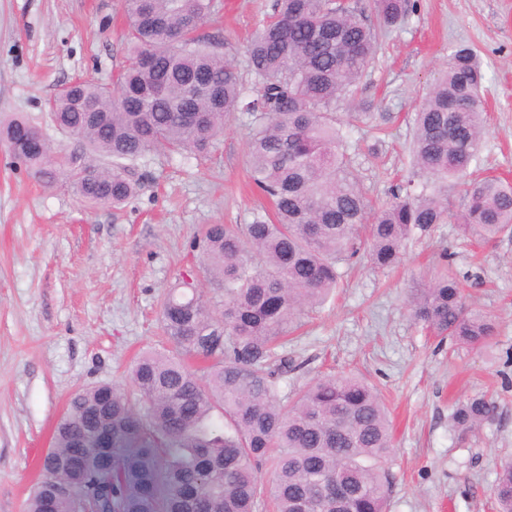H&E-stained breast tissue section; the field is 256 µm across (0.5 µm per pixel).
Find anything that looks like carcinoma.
Returning <instances> with one entry per match:
<instances>
[{"instance_id":"cac0c4a2","label":"carcinoma","mask_w":512,"mask_h":512,"mask_svg":"<svg viewBox=\"0 0 512 512\" xmlns=\"http://www.w3.org/2000/svg\"><path fill=\"white\" fill-rule=\"evenodd\" d=\"M376 21L360 0H276L246 48L255 89L237 53L199 34L214 0H124L130 66L112 84L69 83L48 100L77 148L55 152L21 117L0 122V142L37 180L64 177L90 208H121L143 184L129 170L147 155L207 157L234 112L249 117L250 178L270 208L248 224H209L192 250L202 255L207 296L186 279L172 288L160 320L167 347L130 370L138 403L121 387L72 395L28 512H336L325 496L347 491L342 512H387L392 437L388 410L363 378H319L280 397L288 362L275 349L297 315L323 304L340 264L364 250L378 267L396 265L407 242L448 218V183L464 186L458 221L482 241L512 233V183L468 179L486 129L477 53L458 46L414 114L413 176L391 200L370 205L343 148L336 101L353 92L378 50V30L407 16L408 0H376ZM109 164L90 177L87 153ZM415 320L440 339L481 347L494 335L487 316L466 311L446 272L411 297ZM495 400L458 402L452 427L495 419ZM112 429V448L96 442ZM112 453V469L99 456ZM270 466L273 477L258 473ZM512 512V461L492 488Z\"/></svg>"}]
</instances>
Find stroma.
<instances>
[{"label": "stroma", "instance_id": "35a3bbf8", "mask_svg": "<svg viewBox=\"0 0 512 512\" xmlns=\"http://www.w3.org/2000/svg\"><path fill=\"white\" fill-rule=\"evenodd\" d=\"M202 30L244 50L274 0H218ZM123 0H0V117L20 116L50 143L73 149L47 100L79 77L111 82L126 64ZM355 92L340 100L346 148L374 201L411 176L413 115L458 45L482 61L488 132L475 175L512 181V0H410L404 22ZM363 113L349 125L351 113ZM246 118L234 113L219 153H156L129 176L143 189L122 211L86 209L65 187L44 186L0 144V512H27L54 427L71 395L125 384L136 354L162 338L160 302L198 265L191 244L207 224H247L262 198L248 172ZM466 198L448 188V223L409 241L401 262L341 265L325 305L303 316L283 353L295 366L282 395L327 374L366 376L393 421L389 512H496L491 494L512 459V235L486 245L455 219ZM451 264L467 303L495 325L488 346L436 342L411 316V288ZM490 393L494 421L458 434L455 402Z\"/></svg>", "mask_w": 512, "mask_h": 512}]
</instances>
